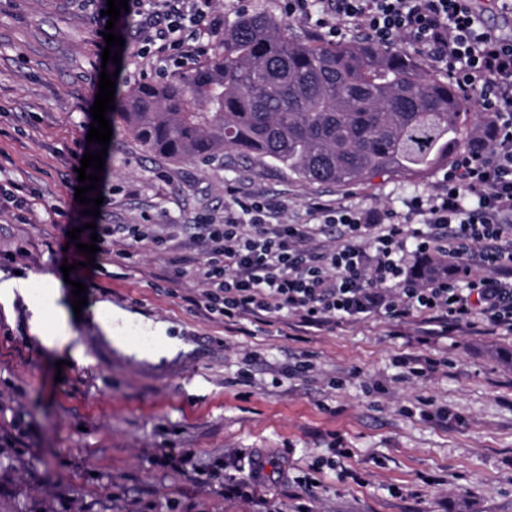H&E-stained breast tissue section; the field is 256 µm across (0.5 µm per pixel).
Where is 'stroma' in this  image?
I'll list each match as a JSON object with an SVG mask.
<instances>
[{"label":"stroma","instance_id":"1","mask_svg":"<svg viewBox=\"0 0 512 512\" xmlns=\"http://www.w3.org/2000/svg\"><path fill=\"white\" fill-rule=\"evenodd\" d=\"M100 44L73 0H0V172L35 200L28 220L0 217V273H52L88 358L43 347L26 303L0 299V512H512V334L422 345L415 323L396 331L373 318L246 336L191 310L201 286L190 262L178 275L168 255L144 250L63 275L77 254L67 232L89 221L75 200L77 156L100 74L116 73L119 96L160 78L131 49L103 64ZM111 126L101 224H200L223 216L230 185L285 202L292 224L309 222L316 201L402 212L442 178L339 187L232 154L174 163L147 153L120 116ZM75 281L87 288L78 313ZM103 301L125 313L118 339L96 319ZM169 339L178 349L161 355ZM253 351L262 358L251 365ZM404 354L439 366L404 378ZM302 355L315 371L291 375ZM164 450L191 460L161 465ZM257 456L265 483L226 495L224 476Z\"/></svg>","mask_w":512,"mask_h":512}]
</instances>
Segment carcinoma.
I'll use <instances>...</instances> for the list:
<instances>
[{
	"mask_svg": "<svg viewBox=\"0 0 512 512\" xmlns=\"http://www.w3.org/2000/svg\"><path fill=\"white\" fill-rule=\"evenodd\" d=\"M118 109L128 134L169 161L235 152L338 186L445 168L489 122L397 47L299 42L261 12L237 15L196 67L136 85Z\"/></svg>",
	"mask_w": 512,
	"mask_h": 512,
	"instance_id": "1",
	"label": "carcinoma"
}]
</instances>
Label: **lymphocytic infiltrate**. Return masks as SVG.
Wrapping results in <instances>:
<instances>
[{
    "label": "lymphocytic infiltrate",
    "mask_w": 512,
    "mask_h": 512,
    "mask_svg": "<svg viewBox=\"0 0 512 512\" xmlns=\"http://www.w3.org/2000/svg\"><path fill=\"white\" fill-rule=\"evenodd\" d=\"M472 0H288L289 17L314 20L322 39L346 33L388 45L406 40L467 100L489 115L444 173L439 191L415 198L406 212L355 211L312 203L313 224L281 222V203L226 189L224 218L193 226H99L101 253L129 260L141 248L168 252L189 233L200 258L194 274L203 291L193 304L234 326L330 329L379 317L418 319L425 336L465 330L512 334V35L484 28ZM115 23L140 54L168 66L201 51L204 37L224 30L213 0H128ZM437 253L478 258L490 268L474 277L416 282L408 256Z\"/></svg>",
    "instance_id": "lymphocytic-infiltrate-1"
}]
</instances>
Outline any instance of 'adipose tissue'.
Returning <instances> with one entry per match:
<instances>
[{
    "label": "adipose tissue",
    "mask_w": 512,
    "mask_h": 512,
    "mask_svg": "<svg viewBox=\"0 0 512 512\" xmlns=\"http://www.w3.org/2000/svg\"><path fill=\"white\" fill-rule=\"evenodd\" d=\"M40 288L45 292L46 304L32 306L30 309V327L41 344L50 350L64 346L70 347L71 354L76 360H83V349L77 345L75 338L66 324L64 317H57L54 326H47L45 322L47 303L55 302L56 281L51 273H28L27 276L0 280V296L15 298L27 296L30 289Z\"/></svg>",
    "instance_id": "adipose-tissue-1"
}]
</instances>
